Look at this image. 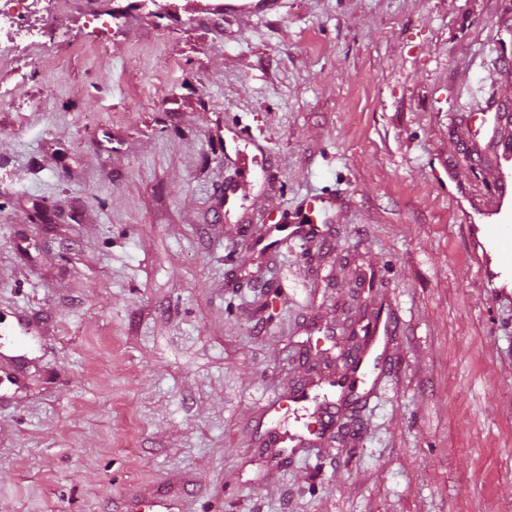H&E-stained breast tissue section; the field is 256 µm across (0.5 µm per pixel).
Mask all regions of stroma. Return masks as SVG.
Returning a JSON list of instances; mask_svg holds the SVG:
<instances>
[{"instance_id": "stroma-1", "label": "stroma", "mask_w": 512, "mask_h": 512, "mask_svg": "<svg viewBox=\"0 0 512 512\" xmlns=\"http://www.w3.org/2000/svg\"><path fill=\"white\" fill-rule=\"evenodd\" d=\"M96 5L0 65V512H512V287L463 216L512 0ZM228 124L272 158L231 209ZM384 306L355 426L267 447ZM279 4L275 0H226L224 1V13H250L253 11L266 12L273 10ZM397 324L390 312L379 315L371 325L370 335L372 337L369 347V354L374 353L382 342L396 334ZM368 354V355H369Z\"/></svg>"}]
</instances>
